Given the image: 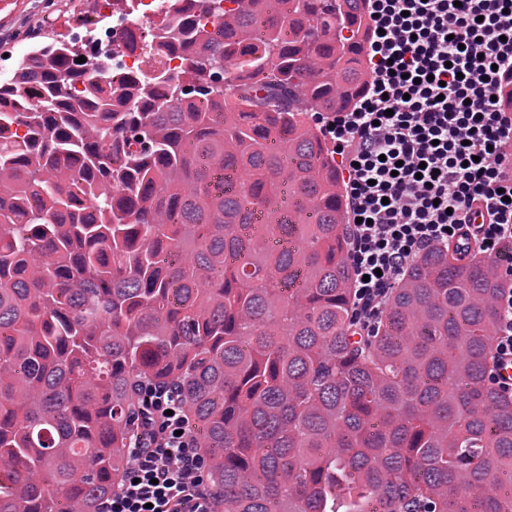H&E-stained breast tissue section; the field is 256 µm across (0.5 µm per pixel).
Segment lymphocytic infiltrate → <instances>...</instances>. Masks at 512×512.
Returning <instances> with one entry per match:
<instances>
[{
	"instance_id": "obj_1",
	"label": "lymphocytic infiltrate",
	"mask_w": 512,
	"mask_h": 512,
	"mask_svg": "<svg viewBox=\"0 0 512 512\" xmlns=\"http://www.w3.org/2000/svg\"><path fill=\"white\" fill-rule=\"evenodd\" d=\"M369 78L352 111L324 117L345 165L353 320L373 333L424 254L468 239L510 285L496 300L488 378L512 398V0H366ZM207 462L179 393L152 385L124 476L99 512H213Z\"/></svg>"
}]
</instances>
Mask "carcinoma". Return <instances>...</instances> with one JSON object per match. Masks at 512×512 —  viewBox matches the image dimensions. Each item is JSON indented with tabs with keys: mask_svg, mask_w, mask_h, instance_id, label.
Here are the masks:
<instances>
[{
	"mask_svg": "<svg viewBox=\"0 0 512 512\" xmlns=\"http://www.w3.org/2000/svg\"><path fill=\"white\" fill-rule=\"evenodd\" d=\"M366 20L364 0H167L153 56L185 66L121 85L25 31L0 83V512H98L150 382L179 387L215 512H512L498 264L434 250L376 333L353 325L313 120L359 98Z\"/></svg>",
	"mask_w": 512,
	"mask_h": 512,
	"instance_id": "1",
	"label": "carcinoma"
}]
</instances>
